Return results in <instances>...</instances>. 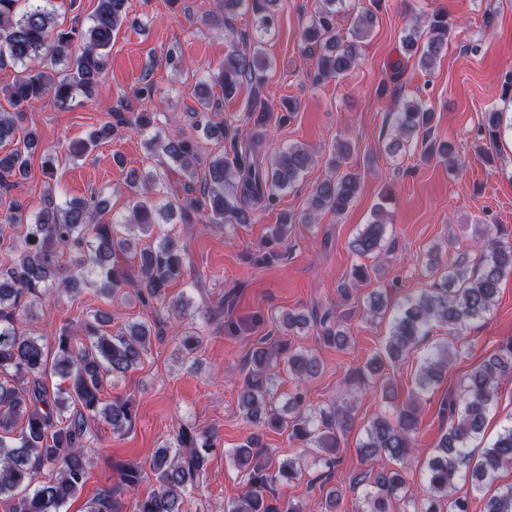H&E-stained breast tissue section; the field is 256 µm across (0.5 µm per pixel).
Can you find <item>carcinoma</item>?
<instances>
[{
	"mask_svg": "<svg viewBox=\"0 0 512 512\" xmlns=\"http://www.w3.org/2000/svg\"><path fill=\"white\" fill-rule=\"evenodd\" d=\"M126 3L97 0L88 25L59 30L51 0H0V65L11 62L23 67L5 93L13 111L0 114V143L13 137L23 111L43 97L50 95L66 108L77 95H92L106 72L114 34L127 20ZM219 7L212 21L220 25L252 13L251 31L242 35L241 47L224 56L216 80L226 99L234 97L243 84L251 85L244 122L262 126L270 117L264 85L270 63L263 44L275 31L282 0H219ZM349 8L348 0H316L301 31L304 49L317 56L313 76L317 83L339 79L354 69L360 59L358 41L376 25L377 15L365 9L353 15L349 35L342 36L336 29V15ZM451 26L447 16L432 15L408 28L403 49L417 57L421 69L429 70L444 50ZM197 96L200 109L193 110L190 119L199 136L150 138L164 160L162 166L134 177L129 184L130 215L101 222L98 215L105 207L98 195L59 203L49 189L34 214L16 203L0 220V249L10 256L0 269V503L10 504L9 512H60L79 494L90 465L86 445L91 421L100 417L112 431L122 433L135 418L130 401L101 399L106 381L140 366L151 338L160 334L159 318L127 323L114 332L112 314L96 310L78 326L62 329L50 361L41 338L25 328L35 316L36 304L48 294L74 297L85 283L110 300L133 297L158 315L167 309L181 319L187 317L190 301L175 299L168 290L180 279L188 260L179 240L157 231L156 222L178 215L184 224H250L256 209L275 210L282 194L296 186L314 163L304 146L267 149L262 139L244 134L239 120L213 122L210 113L218 110V103L211 98L208 83L199 84ZM150 116L120 107L114 111L115 122L102 126L88 140L73 143L70 154L80 157L122 130L147 134ZM433 120L430 108L415 101L400 102L392 113L388 150L396 154L419 147L427 157L455 168L457 155L451 144L435 137ZM502 130L503 112L492 108L483 114L479 134L486 144L495 145ZM202 138L221 139L224 151L204 157ZM38 145L37 134L30 130L24 135L23 148L0 154V189H8L28 174V150ZM350 154L347 143L334 147L332 164L338 173L313 185L311 213L301 222L322 210L340 214L356 199L359 174L339 172ZM180 174L187 181H181ZM474 239L482 247L479 275H469L459 261L442 262L433 251L428 266L440 271L433 288L408 296L395 307L389 306L385 292L370 295V316L390 317L384 353L348 374L345 387L325 405L308 404L304 389L306 381L322 373L323 364L313 351L293 348L286 340L259 342L249 354L238 393L246 418L256 425L286 430L290 439L315 449L311 465L317 468V478L329 481L339 462L341 440L353 429L358 395L373 384L379 385L383 395L389 393L385 364L395 365L410 352H419L415 390L425 393L460 353L458 341L466 327L491 311L502 277L512 273V245L491 239L482 224L475 226ZM386 244L387 219L380 206L350 248L366 258L377 255ZM280 323L288 330L316 326L331 347L343 349L349 343L347 329L327 311L290 312ZM436 325L447 328L448 335L432 341L430 333ZM283 371L292 374L297 384L286 405L279 407L273 390ZM50 375L63 379L66 387L50 390ZM511 378L512 338H508L497 353L464 376L458 393L443 401L441 412L448 419V429L427 463L424 494L407 488L403 468L373 467L349 482L350 490H361L362 512H392L396 501L404 503V512H442L444 508L471 512L470 499L455 495L458 481L468 480L473 491L482 493L501 470L512 467V420L479 454L470 448L484 434L502 381ZM419 422L417 404L410 398L396 405L391 415L373 418L356 451L369 463L383 457L401 463L413 451ZM213 448L210 435L180 427L173 440L154 454L149 469L157 488L135 499L133 512H184L187 496L203 483ZM260 454V437L255 435L229 451L232 465L249 472L251 487L229 502L226 512H304L301 502L289 500L278 508L266 498L271 484L290 482L301 474V462L288 458L272 471ZM118 470L129 488L144 479L139 467L120 464ZM341 497L340 488L330 487L323 512H341ZM90 512H122V508L106 491L93 499ZM484 512H512V485L488 497Z\"/></svg>",
	"mask_w": 512,
	"mask_h": 512,
	"instance_id": "cac0c4a2",
	"label": "carcinoma"
}]
</instances>
